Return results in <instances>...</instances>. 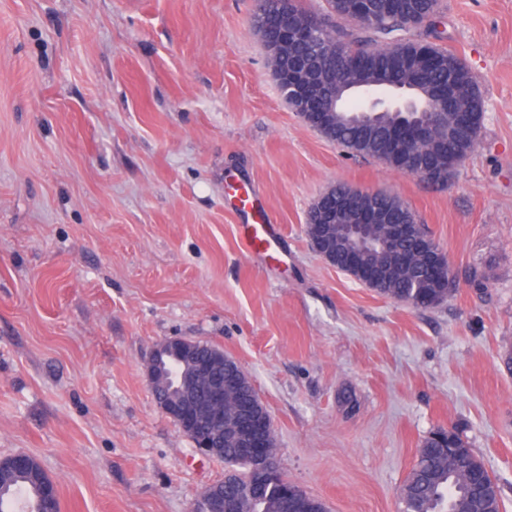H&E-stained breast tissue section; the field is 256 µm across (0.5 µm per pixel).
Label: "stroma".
<instances>
[{"label": "stroma", "mask_w": 512, "mask_h": 512, "mask_svg": "<svg viewBox=\"0 0 512 512\" xmlns=\"http://www.w3.org/2000/svg\"><path fill=\"white\" fill-rule=\"evenodd\" d=\"M254 6L0 0V458H35L60 512H191L224 463L145 377L150 347L177 336L239 363L286 477L328 512H400L419 448L448 426L512 512V0H440V44L484 103L444 185L306 125ZM339 184L410 208L451 260L445 302L394 301L319 256L304 224ZM244 185L279 259L240 240Z\"/></svg>", "instance_id": "1"}]
</instances>
